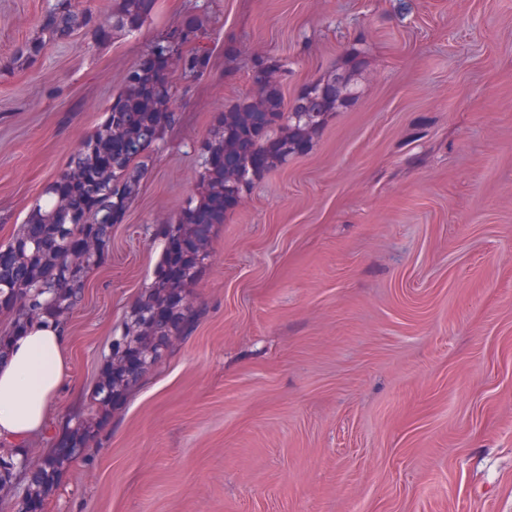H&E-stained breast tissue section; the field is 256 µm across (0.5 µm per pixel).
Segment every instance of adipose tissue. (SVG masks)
I'll use <instances>...</instances> for the list:
<instances>
[{
    "instance_id": "obj_1",
    "label": "adipose tissue",
    "mask_w": 512,
    "mask_h": 512,
    "mask_svg": "<svg viewBox=\"0 0 512 512\" xmlns=\"http://www.w3.org/2000/svg\"><path fill=\"white\" fill-rule=\"evenodd\" d=\"M71 381L67 336L56 325H34L0 360V438L17 442L39 435L56 395Z\"/></svg>"
}]
</instances>
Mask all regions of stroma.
I'll list each match as a JSON object with an SVG mask.
<instances>
[{
    "instance_id": "1",
    "label": "stroma",
    "mask_w": 512,
    "mask_h": 512,
    "mask_svg": "<svg viewBox=\"0 0 512 512\" xmlns=\"http://www.w3.org/2000/svg\"><path fill=\"white\" fill-rule=\"evenodd\" d=\"M48 0H0V245L160 32L198 15L214 68L67 317L32 462L74 427L198 187L194 142L286 59L292 101L361 53L358 93L213 236L196 316L61 468L46 512H512V0H157L10 65Z\"/></svg>"
}]
</instances>
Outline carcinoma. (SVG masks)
Wrapping results in <instances>:
<instances>
[{
  "mask_svg": "<svg viewBox=\"0 0 512 512\" xmlns=\"http://www.w3.org/2000/svg\"><path fill=\"white\" fill-rule=\"evenodd\" d=\"M155 0H113L112 15L101 20L77 0H52L38 35L19 46L12 65L23 68L80 29L102 44L130 35L151 18ZM205 36L198 17L160 33L124 76L106 107L104 121L70 154L66 168L43 188L24 224L0 246V359L13 337L35 322L67 316L83 301L90 270L112 244V228L123 221L139 196L142 180L159 147L179 122L175 74L190 77L211 71L210 53L188 54L189 39ZM357 55L327 79L310 83L292 104L283 99L275 75L286 63L261 57L252 65L255 94L229 112L214 116L208 136L197 147L200 186L180 212L154 235L163 244L145 294L112 339L109 361L90 395V417L62 435L46 465L32 474L24 499L38 512L60 465L84 454L100 439L112 407L121 403L145 374L170 351L173 340L192 321L187 289L210 258L215 228L224 223L243 193L288 158L307 151L325 121L355 98Z\"/></svg>",
  "mask_w": 512,
  "mask_h": 512,
  "instance_id": "obj_1",
  "label": "carcinoma"
}]
</instances>
